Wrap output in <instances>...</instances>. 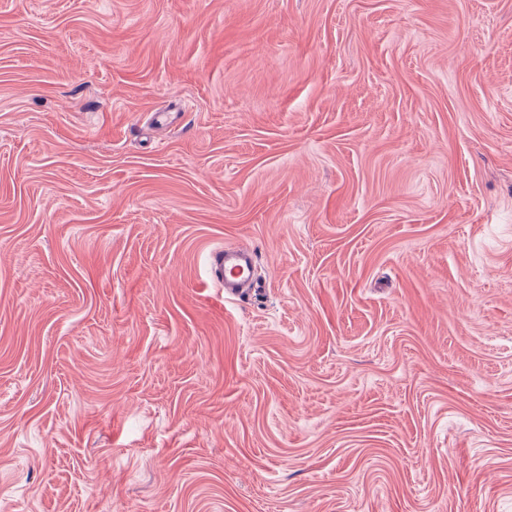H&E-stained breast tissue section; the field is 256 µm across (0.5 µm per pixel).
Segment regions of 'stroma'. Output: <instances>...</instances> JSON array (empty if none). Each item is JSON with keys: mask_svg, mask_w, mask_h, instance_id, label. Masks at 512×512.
I'll list each match as a JSON object with an SVG mask.
<instances>
[{"mask_svg": "<svg viewBox=\"0 0 512 512\" xmlns=\"http://www.w3.org/2000/svg\"><path fill=\"white\" fill-rule=\"evenodd\" d=\"M0 512H512V0H0ZM211 278L217 288H224L225 302L242 300L259 287L252 272L257 264L255 249L247 244L228 245L208 254Z\"/></svg>", "mask_w": 512, "mask_h": 512, "instance_id": "35a3bbf8", "label": "stroma"}]
</instances>
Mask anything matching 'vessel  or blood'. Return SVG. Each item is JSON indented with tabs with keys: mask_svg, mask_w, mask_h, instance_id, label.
<instances>
[{
	"mask_svg": "<svg viewBox=\"0 0 512 512\" xmlns=\"http://www.w3.org/2000/svg\"><path fill=\"white\" fill-rule=\"evenodd\" d=\"M211 278L223 289L225 301H237L255 292L258 284L253 275L257 264L255 249L247 244L228 245L208 254Z\"/></svg>",
	"mask_w": 512,
	"mask_h": 512,
	"instance_id": "obj_1",
	"label": "vessel or blood"
}]
</instances>
